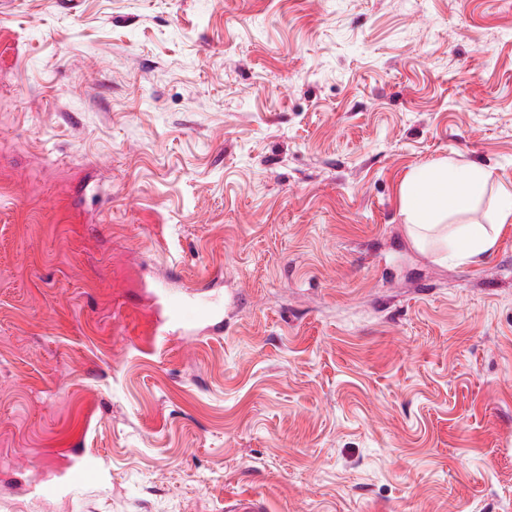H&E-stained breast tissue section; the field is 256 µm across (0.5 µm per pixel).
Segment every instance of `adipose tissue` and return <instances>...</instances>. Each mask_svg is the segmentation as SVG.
I'll list each match as a JSON object with an SVG mask.
<instances>
[{"instance_id":"obj_1","label":"adipose tissue","mask_w":512,"mask_h":512,"mask_svg":"<svg viewBox=\"0 0 512 512\" xmlns=\"http://www.w3.org/2000/svg\"><path fill=\"white\" fill-rule=\"evenodd\" d=\"M491 179V172L481 166L445 159L413 170L400 188V211L412 241L420 247L441 246L444 256L460 263L478 262L493 251L500 229L512 223V187L498 190L494 224L463 220Z\"/></svg>"}]
</instances>
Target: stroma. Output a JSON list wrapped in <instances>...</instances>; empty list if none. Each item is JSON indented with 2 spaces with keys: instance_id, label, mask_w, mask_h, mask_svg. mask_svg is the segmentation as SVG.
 Returning <instances> with one entry per match:
<instances>
[{
  "instance_id": "35a3bbf8",
  "label": "stroma",
  "mask_w": 512,
  "mask_h": 512,
  "mask_svg": "<svg viewBox=\"0 0 512 512\" xmlns=\"http://www.w3.org/2000/svg\"><path fill=\"white\" fill-rule=\"evenodd\" d=\"M512 0H0V512H512ZM241 290L146 331L153 281ZM88 457L102 470L75 483ZM491 179V172L481 166H460L448 159L413 170L400 188V211L412 241L419 247L440 245L445 258L460 263H477L493 251L500 229L512 223V187L499 188L495 223L489 229L460 220ZM168 298L166 326L157 328L152 336H170L204 321L212 322L214 329L223 327L224 320L218 321V309L214 304L195 295Z\"/></svg>"
}]
</instances>
